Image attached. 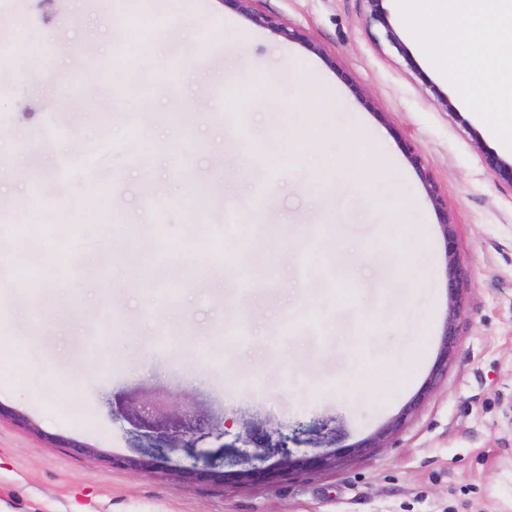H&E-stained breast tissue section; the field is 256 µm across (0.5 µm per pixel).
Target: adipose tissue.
<instances>
[{
	"label": "adipose tissue",
	"mask_w": 512,
	"mask_h": 512,
	"mask_svg": "<svg viewBox=\"0 0 512 512\" xmlns=\"http://www.w3.org/2000/svg\"><path fill=\"white\" fill-rule=\"evenodd\" d=\"M436 3L403 0L413 15V39L428 56L441 45L453 46L445 69L449 83L474 101L497 99L500 109L491 113V122L512 121V80L502 77L512 69V0H447L443 11Z\"/></svg>",
	"instance_id": "ef3b65f1"
}]
</instances>
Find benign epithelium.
<instances>
[{
  "mask_svg": "<svg viewBox=\"0 0 512 512\" xmlns=\"http://www.w3.org/2000/svg\"><path fill=\"white\" fill-rule=\"evenodd\" d=\"M228 3L237 11L245 14L256 26L267 28L274 33L283 36L292 41H299L307 46L313 52L319 51V48L303 39V35L296 29H289L277 23L272 17L255 13L250 9L251 0H220ZM368 6L369 22L378 24L382 27V34L387 43L396 48L399 53H405L401 39L390 24L387 12L383 7V0H366ZM404 150L409 162L419 171L421 180L425 186L428 196L433 203L438 215L439 225L442 228L444 238L447 243V278H448V316L446 319L444 331L441 340L440 354L437 360L435 373L433 376L442 374L448 368V360L452 355L453 344V322L457 314V298L460 291V278L458 273V260L453 247V222L448 216V207L437 194L429 173L422 165L421 157L415 149L406 144ZM483 162L485 166L499 176L501 180L512 185V160L508 161L494 152L483 153ZM388 433L382 432L377 435L364 439L357 444L345 448L338 453L334 450L324 452L313 457H294L285 444L278 447H264L254 453V457L264 459L269 455H278L279 460L274 468L243 470L234 473V477L241 480L259 479L272 480L281 472H301L304 470L319 468L332 469L336 465L364 455L371 448H382L385 445Z\"/></svg>",
  "mask_w": 512,
  "mask_h": 512,
  "instance_id": "benign-epithelium-1",
  "label": "benign epithelium"
}]
</instances>
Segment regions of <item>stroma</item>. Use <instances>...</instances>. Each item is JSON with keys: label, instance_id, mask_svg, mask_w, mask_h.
Instances as JSON below:
<instances>
[{"label": "stroma", "instance_id": "obj_1", "mask_svg": "<svg viewBox=\"0 0 512 512\" xmlns=\"http://www.w3.org/2000/svg\"><path fill=\"white\" fill-rule=\"evenodd\" d=\"M385 6L407 55L380 41L365 0H253L301 43L221 0H170L175 66L149 39L117 55L97 0H0V32L28 46L24 80L0 98V136L20 170L0 181V329L25 308L45 328L0 346V408L35 426L0 421V512H512V185L482 157H511L512 131L422 54L399 0ZM77 58L105 78L69 120L55 107L80 89ZM136 71L151 73L143 93L161 120L127 107ZM253 71L260 82L242 86ZM285 93L295 108L262 106ZM246 96L256 106L212 109ZM275 119L286 143L273 162ZM48 143L50 157L38 151ZM408 144L448 206L465 283L454 358L429 392L448 259ZM328 151L363 174L317 169L313 155ZM148 175L158 192H143ZM46 179L56 190L37 223L15 222L17 198ZM144 217L151 240L114 242V226ZM31 240V253L16 251ZM144 248L151 265L131 267ZM33 269L66 289L65 303L48 295L28 308ZM155 397L168 403L160 430L136 420ZM398 417L386 447L334 470L273 483L181 477L192 465L238 470L243 453L283 434L297 457L348 448ZM145 451L155 469L113 464Z\"/></svg>", "mask_w": 512, "mask_h": 512}]
</instances>
